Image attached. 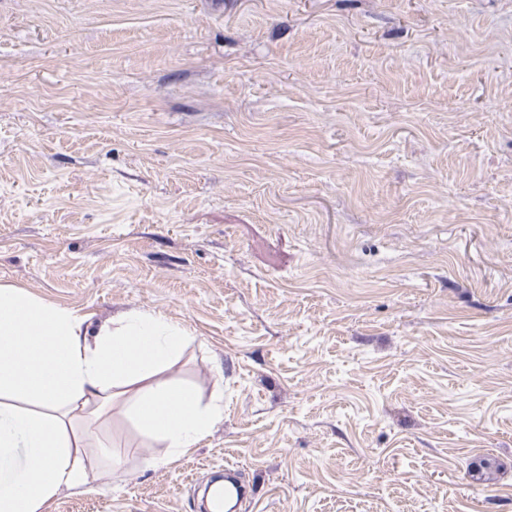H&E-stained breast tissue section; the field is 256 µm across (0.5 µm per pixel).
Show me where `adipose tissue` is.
Masks as SVG:
<instances>
[{"label": "adipose tissue", "instance_id": "ef3b65f1", "mask_svg": "<svg viewBox=\"0 0 512 512\" xmlns=\"http://www.w3.org/2000/svg\"><path fill=\"white\" fill-rule=\"evenodd\" d=\"M186 330L130 313L87 330L75 311L0 285V512H45L61 488L86 485L93 420L123 403L167 465L222 420L220 394L203 400L178 383Z\"/></svg>", "mask_w": 512, "mask_h": 512}]
</instances>
